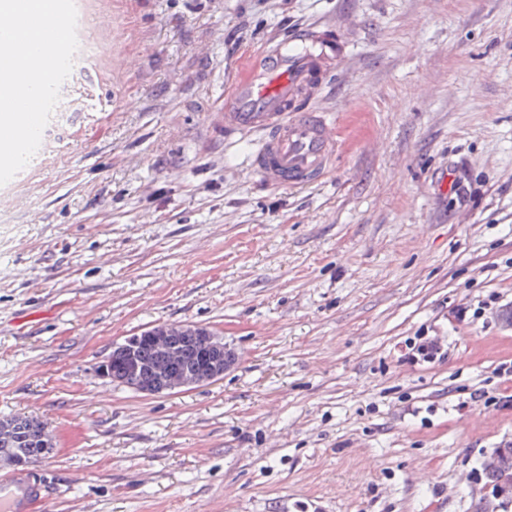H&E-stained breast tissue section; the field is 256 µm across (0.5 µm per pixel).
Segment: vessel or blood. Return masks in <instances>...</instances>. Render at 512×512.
I'll return each mask as SVG.
<instances>
[{
	"label": "vessel or blood",
	"instance_id": "obj_1",
	"mask_svg": "<svg viewBox=\"0 0 512 512\" xmlns=\"http://www.w3.org/2000/svg\"><path fill=\"white\" fill-rule=\"evenodd\" d=\"M338 54L334 28L319 24L289 34L285 42L264 45L256 61L231 78L213 129L227 137L259 134L249 165L266 185L300 189L332 167L336 124L316 111L314 102ZM64 493L38 467L15 470L0 462V512H36Z\"/></svg>",
	"mask_w": 512,
	"mask_h": 512
}]
</instances>
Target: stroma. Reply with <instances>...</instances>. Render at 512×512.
Listing matches in <instances>:
<instances>
[{
	"label": "stroma",
	"mask_w": 512,
	"mask_h": 512,
	"mask_svg": "<svg viewBox=\"0 0 512 512\" xmlns=\"http://www.w3.org/2000/svg\"><path fill=\"white\" fill-rule=\"evenodd\" d=\"M81 63L0 186V418L54 437L47 512H512V0H75ZM332 22L322 181L214 134L232 68ZM239 354L157 395L102 377L161 324ZM418 336L442 357L412 359ZM481 473L496 496L501 490L512 489V443L501 444L485 456L481 462Z\"/></svg>",
	"instance_id": "35a3bbf8"
}]
</instances>
